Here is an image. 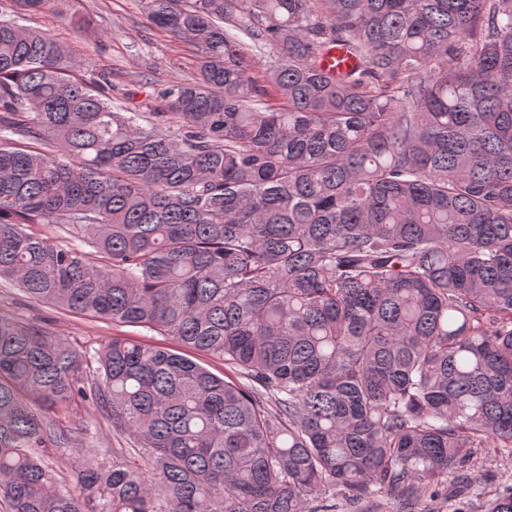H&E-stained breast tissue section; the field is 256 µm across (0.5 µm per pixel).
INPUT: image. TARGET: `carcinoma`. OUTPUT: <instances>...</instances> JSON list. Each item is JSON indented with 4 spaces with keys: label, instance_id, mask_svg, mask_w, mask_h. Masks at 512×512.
I'll list each match as a JSON object with an SVG mask.
<instances>
[{
    "label": "carcinoma",
    "instance_id": "obj_1",
    "mask_svg": "<svg viewBox=\"0 0 512 512\" xmlns=\"http://www.w3.org/2000/svg\"><path fill=\"white\" fill-rule=\"evenodd\" d=\"M47 2L0 0V278L239 380L0 314L8 512H329L451 468L469 512H512L473 468L512 458V0H142L198 65L149 114L17 22ZM89 401L135 448L70 490L47 458L86 450L62 416Z\"/></svg>",
    "mask_w": 512,
    "mask_h": 512
}]
</instances>
